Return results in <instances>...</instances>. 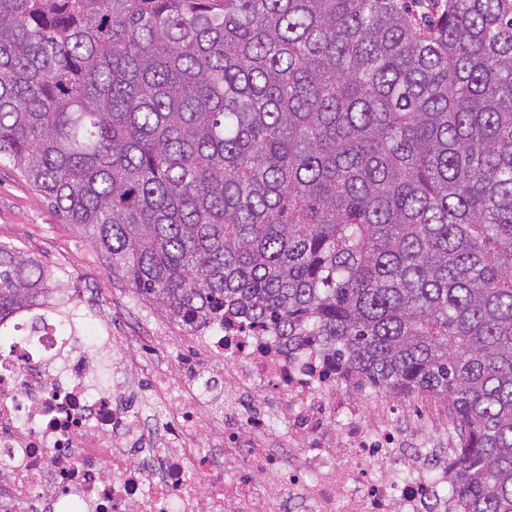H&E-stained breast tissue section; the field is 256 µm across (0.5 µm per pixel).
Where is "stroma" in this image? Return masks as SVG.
I'll use <instances>...</instances> for the list:
<instances>
[{
  "instance_id": "1",
  "label": "stroma",
  "mask_w": 512,
  "mask_h": 512,
  "mask_svg": "<svg viewBox=\"0 0 512 512\" xmlns=\"http://www.w3.org/2000/svg\"><path fill=\"white\" fill-rule=\"evenodd\" d=\"M0 242L22 248L47 270L68 269L70 287L96 288L115 330L147 321L170 332L179 329L155 303L134 297L130 285L113 275L106 257L88 238L5 163L0 164Z\"/></svg>"
}]
</instances>
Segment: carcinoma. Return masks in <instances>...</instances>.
Masks as SVG:
<instances>
[{
  "mask_svg": "<svg viewBox=\"0 0 512 512\" xmlns=\"http://www.w3.org/2000/svg\"><path fill=\"white\" fill-rule=\"evenodd\" d=\"M0 0V162L137 298L448 403L512 512V0ZM68 278L0 243V337Z\"/></svg>",
  "mask_w": 512,
  "mask_h": 512,
  "instance_id": "carcinoma-1",
  "label": "carcinoma"
}]
</instances>
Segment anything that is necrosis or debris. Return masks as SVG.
<instances>
[{
  "instance_id": "1",
  "label": "necrosis or debris",
  "mask_w": 512,
  "mask_h": 512,
  "mask_svg": "<svg viewBox=\"0 0 512 512\" xmlns=\"http://www.w3.org/2000/svg\"><path fill=\"white\" fill-rule=\"evenodd\" d=\"M58 332L47 323L0 355V512H452L450 449L409 436L395 405L378 408L320 349L290 357L236 325L180 337L217 364L210 390L227 395L221 445L203 448L186 368L143 383L124 357L103 383L85 342L118 351L129 336Z\"/></svg>"
}]
</instances>
